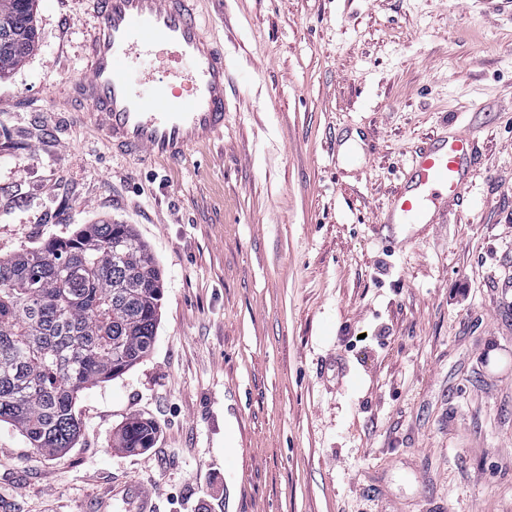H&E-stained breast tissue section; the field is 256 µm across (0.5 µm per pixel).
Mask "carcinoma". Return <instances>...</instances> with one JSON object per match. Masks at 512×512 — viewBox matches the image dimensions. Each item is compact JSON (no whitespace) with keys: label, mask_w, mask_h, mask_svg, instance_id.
Here are the masks:
<instances>
[{"label":"carcinoma","mask_w":512,"mask_h":512,"mask_svg":"<svg viewBox=\"0 0 512 512\" xmlns=\"http://www.w3.org/2000/svg\"><path fill=\"white\" fill-rule=\"evenodd\" d=\"M36 0H0V80L30 56ZM160 270L130 224H85L72 235L0 255V424L34 452L73 447L78 394L114 380L151 351ZM156 425L128 420L113 447L153 446Z\"/></svg>","instance_id":"carcinoma-1"}]
</instances>
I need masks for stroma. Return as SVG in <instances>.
<instances>
[{
	"label": "stroma",
	"mask_w": 512,
	"mask_h": 512,
	"mask_svg": "<svg viewBox=\"0 0 512 512\" xmlns=\"http://www.w3.org/2000/svg\"><path fill=\"white\" fill-rule=\"evenodd\" d=\"M224 135L113 154L63 102L91 0H37L0 82V254L132 225L163 274L149 355L85 389L73 448L0 426V512H512V0H202ZM477 160L433 224L379 228L415 152ZM152 448H113L130 418ZM112 499L127 502L131 505V512H157L150 494L132 482L112 487Z\"/></svg>",
	"instance_id": "35a3bbf8"
}]
</instances>
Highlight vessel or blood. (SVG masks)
<instances>
[{"label": "vessel or blood", "mask_w": 512, "mask_h": 512, "mask_svg": "<svg viewBox=\"0 0 512 512\" xmlns=\"http://www.w3.org/2000/svg\"><path fill=\"white\" fill-rule=\"evenodd\" d=\"M198 2L94 0L96 21L82 47L86 71L66 101L86 108L113 153L175 162L223 133L224 53L204 34ZM157 57L169 67H155ZM476 157L475 142L463 131L427 142L382 223H430L441 195L463 198ZM112 497L131 512L156 510L150 494L131 482L113 488Z\"/></svg>", "instance_id": "b4317fda"}]
</instances>
